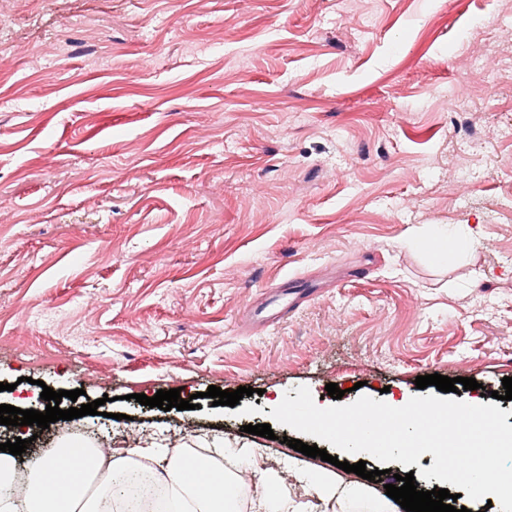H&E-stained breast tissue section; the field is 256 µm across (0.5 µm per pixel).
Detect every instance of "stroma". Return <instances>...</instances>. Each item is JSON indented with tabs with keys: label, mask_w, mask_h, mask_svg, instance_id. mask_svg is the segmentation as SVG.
<instances>
[{
	"label": "stroma",
	"mask_w": 512,
	"mask_h": 512,
	"mask_svg": "<svg viewBox=\"0 0 512 512\" xmlns=\"http://www.w3.org/2000/svg\"><path fill=\"white\" fill-rule=\"evenodd\" d=\"M512 0H0V404L104 399L100 433L165 451L221 437L256 492L324 512L314 468L245 433L286 392L414 396L512 377ZM68 68L52 70L59 53ZM464 90L452 112L430 88ZM473 190L460 197L461 164ZM364 278H353L356 267ZM319 294L261 327L284 279ZM255 388L216 406L209 386ZM179 389L195 410L133 401Z\"/></svg>",
	"instance_id": "1"
}]
</instances>
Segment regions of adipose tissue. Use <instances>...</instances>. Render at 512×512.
I'll list each match as a JSON object with an SVG mask.
<instances>
[{
  "label": "adipose tissue",
  "instance_id": "adipose-tissue-1",
  "mask_svg": "<svg viewBox=\"0 0 512 512\" xmlns=\"http://www.w3.org/2000/svg\"><path fill=\"white\" fill-rule=\"evenodd\" d=\"M136 454L133 448L107 455L61 443L29 469L23 494L16 497L5 491L16 480V460L1 453L0 512H101L100 499L86 493V478L103 469L112 474L129 471ZM160 477L168 489L161 512H235L234 485L215 458L174 452Z\"/></svg>",
  "mask_w": 512,
  "mask_h": 512
}]
</instances>
